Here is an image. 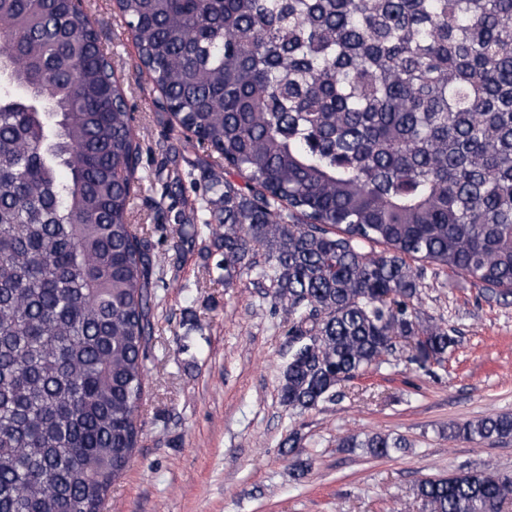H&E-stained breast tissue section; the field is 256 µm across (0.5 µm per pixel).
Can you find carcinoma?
Instances as JSON below:
<instances>
[{"mask_svg": "<svg viewBox=\"0 0 512 512\" xmlns=\"http://www.w3.org/2000/svg\"><path fill=\"white\" fill-rule=\"evenodd\" d=\"M140 68L224 180V287L275 288L300 412L385 362H442L425 260L512 296V0H119ZM0 512H100L140 438L153 259L129 222L140 146L75 0H0ZM381 244L379 254L365 251ZM512 437V413L449 427ZM341 448L387 457L388 434ZM425 512H503L512 476L423 479Z\"/></svg>", "mask_w": 512, "mask_h": 512, "instance_id": "obj_1", "label": "carcinoma"}]
</instances>
